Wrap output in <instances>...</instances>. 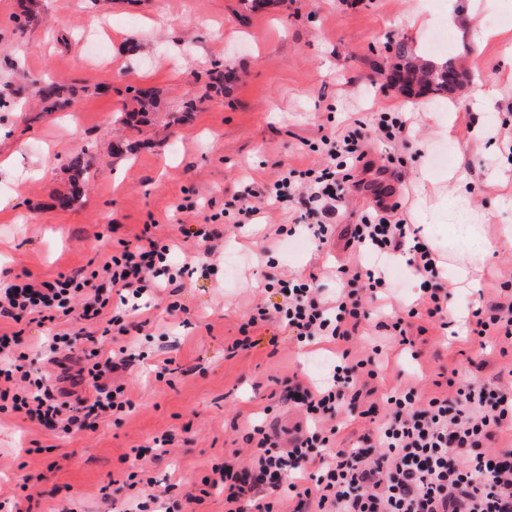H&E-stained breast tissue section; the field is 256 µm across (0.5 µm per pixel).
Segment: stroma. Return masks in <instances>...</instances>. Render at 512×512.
Listing matches in <instances>:
<instances>
[{
  "label": "stroma",
  "instance_id": "obj_1",
  "mask_svg": "<svg viewBox=\"0 0 512 512\" xmlns=\"http://www.w3.org/2000/svg\"><path fill=\"white\" fill-rule=\"evenodd\" d=\"M451 2L460 14L456 25L418 29L410 22L417 0H268L255 11L243 0H0V153L13 157L0 167V286L27 273L43 281L89 267L135 242L147 224L154 240L174 242L170 264L195 254L212 268L208 277L185 279L175 296L181 309H171L175 297L161 291L139 311L149 322L140 339L147 357L112 375L132 411L69 436L0 412V501L20 512H53L67 502L75 512H133L147 477L154 492L176 500L225 459L250 465L251 425L266 426L282 448L304 433L305 417L281 401V391L291 380L322 383L345 349L359 358L383 345L376 381L382 394L402 377L421 376L428 392L444 369L489 381L512 367V355L500 356L492 343L484 365H473L477 345L438 328L411 359L375 330L377 312L365 335L345 346L299 342L271 323L253 333L251 347H232L249 310L267 301L269 277L311 273L323 294L341 288L337 267L362 260L348 243V224L382 189L395 218L408 219L420 157L467 184L488 237L512 225V142L500 126L512 121V44L474 42L479 31L512 29V0H436L442 7ZM24 11L33 20L21 30L14 18ZM442 31L448 56L466 71L464 97L479 91L475 73L495 82L500 123L477 125L465 111L441 142L431 136L438 112L415 111L406 141L393 144L377 128L380 113H401L389 105L397 97L387 84L392 46L405 39L434 58ZM215 63L234 74L220 92L202 81ZM35 78L72 86L71 108L35 111L22 92ZM131 86L151 91L157 107L129 128L122 120L132 107ZM190 99L196 108L180 120ZM356 119L372 137L375 169L361 186L345 185L329 247L316 249L309 230L284 208L268 209L253 224L222 217L225 202L245 185L260 191L287 167L325 166L327 156L310 151V143L341 135ZM78 153L89 180L82 198L62 209L56 199L68 190V164ZM184 224L210 225L214 252L184 241ZM507 258L503 252L482 263L480 293L459 287L453 270H444L449 309L469 312L493 299L512 277ZM167 359L175 373L157 378ZM164 433L173 437L167 455L131 460L132 449ZM131 473L139 481L130 487Z\"/></svg>",
  "mask_w": 512,
  "mask_h": 512
}]
</instances>
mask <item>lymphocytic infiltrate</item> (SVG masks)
Masks as SVG:
<instances>
[{
  "mask_svg": "<svg viewBox=\"0 0 512 512\" xmlns=\"http://www.w3.org/2000/svg\"><path fill=\"white\" fill-rule=\"evenodd\" d=\"M328 164L319 170L281 171L266 189L267 205L290 202L293 221L307 225L317 245L329 240V221L344 199L340 183L365 158L363 122L340 137L325 138ZM355 246L381 258L409 250L411 262L424 277L426 291L408 312L390 309L380 327L411 357L430 328L448 326V290L441 281L438 255L416 229L393 221L382 211L361 218L351 230ZM171 244L155 240L105 254L93 270L61 274L51 281L25 279L0 288V320L38 326L65 318L70 329L48 332L43 341L46 368L22 364L19 333L0 335V408L48 430L71 435L91 427L93 420L134 408L112 374L128 367L142 353L136 341L145 321L127 324L130 306L144 295L176 285L196 268L172 267ZM346 288L324 296L314 278L292 275L269 280L276 301L256 306L247 324L281 323L290 336L303 342L318 336L350 341L370 313L363 295L377 297L389 284L379 271L358 264L337 268ZM99 325V336L87 332ZM135 330L126 339L127 330ZM467 335L486 345L495 338L512 345V287L501 286L486 305L477 307L465 323ZM124 335L118 349L104 350L112 334ZM383 351L350 358L341 353L327 385L295 383L288 399L312 423L292 448L280 451L262 426L248 434L254 442L251 469L232 463L214 466L206 486L222 489L224 512H278L282 499L291 512H512V448L493 442L512 428V380L472 381L446 378L439 391L423 396L418 378L400 382L383 401L369 399L361 383L378 377ZM82 361L74 381L85 396L71 404L57 397V380L49 366L62 357ZM370 419L373 431L360 435L354 446L337 445L339 413Z\"/></svg>",
  "mask_w": 512,
  "mask_h": 512,
  "instance_id": "lymphocytic-infiltrate-1",
  "label": "lymphocytic infiltrate"
}]
</instances>
